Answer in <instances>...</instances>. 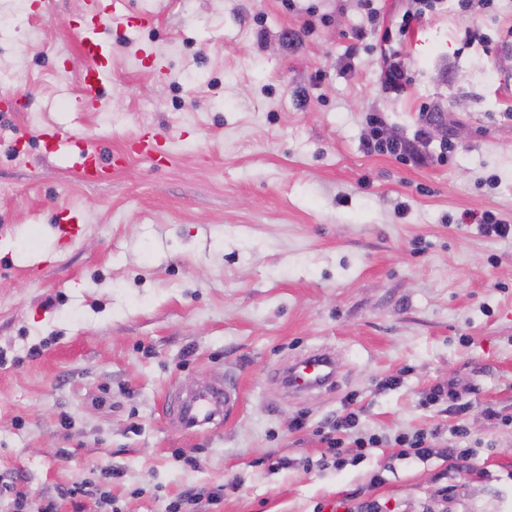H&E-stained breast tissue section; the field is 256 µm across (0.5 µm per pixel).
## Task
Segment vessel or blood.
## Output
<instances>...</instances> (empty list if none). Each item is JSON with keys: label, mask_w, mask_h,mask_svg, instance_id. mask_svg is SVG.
Instances as JSON below:
<instances>
[{"label": "vessel or blood", "mask_w": 512, "mask_h": 512, "mask_svg": "<svg viewBox=\"0 0 512 512\" xmlns=\"http://www.w3.org/2000/svg\"><path fill=\"white\" fill-rule=\"evenodd\" d=\"M150 19L151 15L147 12L130 14L126 0H89L87 22L80 27L79 36L82 51L93 59L94 64L83 77L85 94L78 99V107L99 109L102 102L98 90L111 77L105 46L100 38L104 22H111L118 28L138 27L147 24ZM135 145L137 153L154 160L165 162L170 158L165 140L157 134L144 132ZM126 159V153L115 152L106 156L97 148L87 145L79 150L77 174L86 183L104 182L124 165ZM336 373L333 356L319 352L303 357L290 366L286 381L289 388L296 391L330 388L335 384ZM238 405L239 400L231 389L214 384L186 396H177L173 411L186 430L198 432L221 425L236 411Z\"/></svg>", "instance_id": "b4317fda"}]
</instances>
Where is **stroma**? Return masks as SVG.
Wrapping results in <instances>:
<instances>
[{"label":"stroma","mask_w":512,"mask_h":512,"mask_svg":"<svg viewBox=\"0 0 512 512\" xmlns=\"http://www.w3.org/2000/svg\"><path fill=\"white\" fill-rule=\"evenodd\" d=\"M87 2L0 0V486L56 512L77 483L165 512L231 481L188 512H336L356 489L379 512H512V238L474 223L512 224V59L459 32L512 43V0L465 21L443 0L400 42L356 40L359 0H127L154 20L104 29L98 111L75 106ZM395 56L413 75L399 98L377 82ZM423 107L425 160L364 152L369 115L410 138ZM42 127L106 152L152 129L172 160L132 153L88 185ZM321 348L337 387L289 392L282 370ZM195 377L237 389L222 427L189 432L168 410ZM450 383L457 400L422 404ZM348 405L352 437L382 442L337 467L323 433ZM433 429L470 463L398 455L395 436ZM477 223L478 231L483 236L505 239L512 235V225L506 224L491 211L483 213Z\"/></svg>","instance_id":"35a3bbf8"}]
</instances>
